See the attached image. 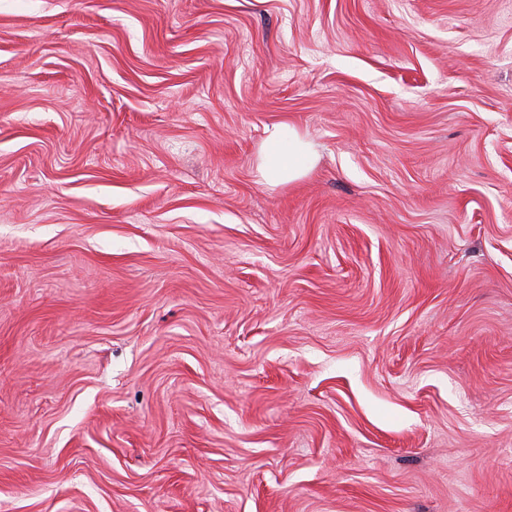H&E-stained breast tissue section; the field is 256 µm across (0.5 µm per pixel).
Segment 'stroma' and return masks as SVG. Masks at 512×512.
<instances>
[{"instance_id": "35a3bbf8", "label": "stroma", "mask_w": 512, "mask_h": 512, "mask_svg": "<svg viewBox=\"0 0 512 512\" xmlns=\"http://www.w3.org/2000/svg\"><path fill=\"white\" fill-rule=\"evenodd\" d=\"M0 512H512V0H0ZM265 133L256 161L261 181L274 186L291 183L309 171L315 158L309 140L286 124H274L267 127Z\"/></svg>"}]
</instances>
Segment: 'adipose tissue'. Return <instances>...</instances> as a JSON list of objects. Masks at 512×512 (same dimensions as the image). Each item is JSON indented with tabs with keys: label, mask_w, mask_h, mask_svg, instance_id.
I'll use <instances>...</instances> for the list:
<instances>
[{
	"label": "adipose tissue",
	"mask_w": 512,
	"mask_h": 512,
	"mask_svg": "<svg viewBox=\"0 0 512 512\" xmlns=\"http://www.w3.org/2000/svg\"><path fill=\"white\" fill-rule=\"evenodd\" d=\"M256 161V170L269 185L291 183L305 175L313 165L312 143L295 128L286 124L267 127Z\"/></svg>",
	"instance_id": "obj_1"
}]
</instances>
